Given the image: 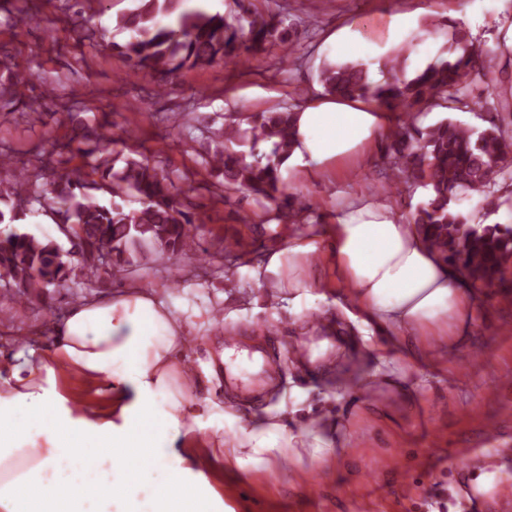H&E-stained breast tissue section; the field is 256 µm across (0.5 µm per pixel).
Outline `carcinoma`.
Segmentation results:
<instances>
[{"label":"carcinoma","mask_w":512,"mask_h":512,"mask_svg":"<svg viewBox=\"0 0 512 512\" xmlns=\"http://www.w3.org/2000/svg\"><path fill=\"white\" fill-rule=\"evenodd\" d=\"M181 2L141 0L116 20V28L129 37L112 47L134 71L149 75L159 94L184 68L237 65L278 44L292 53L293 23L286 14L264 15L251 9L252 0H234V14L225 18L183 10ZM448 53V59L410 79L382 83L372 81L364 62L324 61L318 81L328 95L372 102L404 116L387 135L391 183L398 190L414 178L429 188L427 201L410 211L409 221L467 280L491 283L512 260V224H472L460 201L475 196L490 210L504 204L495 187L512 180V137L495 123L479 131L451 118L424 129L406 120L416 107L446 112L468 107L462 74L485 50L457 31L448 37ZM31 80L32 74L15 67L8 56L0 57L1 113L20 103L32 107L26 102ZM295 114L292 106L254 113L244 118L249 128L243 131L239 119L228 114L218 128L205 125L214 149L202 158L198 187L223 201L245 191L278 221L300 223L301 210L282 173L295 142ZM68 117L75 123L72 133L42 144L35 160L0 156V172L10 173L9 181L0 179V272L21 300L47 296L75 278L91 282L103 273L120 274L119 260L136 242L173 254L197 251L190 231L195 187L178 190L162 161L134 147L126 156L112 151L110 114L91 125L77 113ZM243 133L250 140V161L228 147ZM64 153L81 162L57 167ZM36 204L56 226L69 228L70 249L17 229Z\"/></svg>","instance_id":"carcinoma-1"}]
</instances>
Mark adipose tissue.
<instances>
[{
    "mask_svg": "<svg viewBox=\"0 0 512 512\" xmlns=\"http://www.w3.org/2000/svg\"><path fill=\"white\" fill-rule=\"evenodd\" d=\"M294 158L337 160L388 132L383 112L359 101L310 105L295 116ZM337 275L364 324L392 330V345L410 362L432 342L455 344L474 317L472 288L425 239L419 227L363 208L331 231ZM36 360H0V512H54L73 499L95 512H128L147 495L153 512L189 507L220 470L253 461L281 464L307 452L317 463L336 456L331 420L314 419L310 435L288 419L252 418L233 439L202 435L210 401L181 386L184 322L154 292L126 289L73 306L49 327ZM111 379L108 408L79 413L56 386L60 368ZM82 456L90 479L66 480L59 465ZM162 462L166 478L148 468Z\"/></svg>",
    "mask_w": 512,
    "mask_h": 512,
    "instance_id": "adipose-tissue-1",
    "label": "adipose tissue"
}]
</instances>
